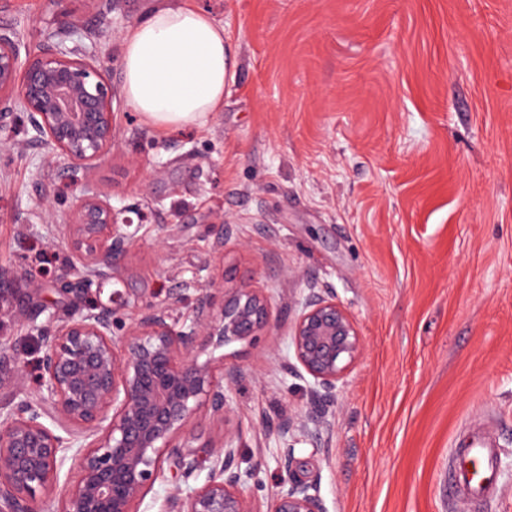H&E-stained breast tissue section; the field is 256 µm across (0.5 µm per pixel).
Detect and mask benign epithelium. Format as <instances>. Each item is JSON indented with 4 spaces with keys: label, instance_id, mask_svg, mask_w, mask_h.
Masks as SVG:
<instances>
[{
    "label": "benign epithelium",
    "instance_id": "benign-epithelium-1",
    "mask_svg": "<svg viewBox=\"0 0 512 512\" xmlns=\"http://www.w3.org/2000/svg\"><path fill=\"white\" fill-rule=\"evenodd\" d=\"M110 69L94 51L66 41L45 40L25 51L0 32V112L27 114L32 139L51 159L91 168L112 151L116 114ZM145 214L112 207L107 194L87 190L61 234L72 257L50 280L29 273L33 293L50 283L58 293L101 291L117 278L118 260L133 250ZM194 315L177 314L179 292L140 308L128 327L117 317L130 294L114 290L108 300L74 305L61 314L47 306L18 310L14 318L41 338L35 394L0 414V512H46L42 495L60 479L63 455L73 450L75 480L55 512H139L164 473L177 461L189 479L201 468L188 452L196 437L194 418L226 419L229 387L245 378L214 352L231 342L252 341L271 326V302L261 288H226L209 281L200 288ZM297 372L316 398L331 397L361 357L360 327L332 291L312 288L289 331ZM327 415L298 412L280 434L288 473L269 502L245 491L251 474L241 471L231 437L209 457L205 481L176 487L166 512H325L318 484L295 475L293 442L314 436Z\"/></svg>",
    "mask_w": 512,
    "mask_h": 512
}]
</instances>
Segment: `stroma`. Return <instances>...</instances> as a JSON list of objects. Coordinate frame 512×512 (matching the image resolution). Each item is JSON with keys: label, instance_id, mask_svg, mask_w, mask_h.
<instances>
[{"label": "stroma", "instance_id": "stroma-1", "mask_svg": "<svg viewBox=\"0 0 512 512\" xmlns=\"http://www.w3.org/2000/svg\"><path fill=\"white\" fill-rule=\"evenodd\" d=\"M196 3L226 32L224 108L159 131L120 91L122 36L153 0H0V30L23 47L66 34L96 47L118 121L111 152L84 171L47 158L24 113L8 118L0 268L57 270L70 252L59 226L91 188L146 214L115 288L154 301L211 277L264 289L270 331L223 348L246 373L233 414L188 426L235 437L263 501L284 477L279 422L313 404L286 368L288 328L309 289H332L366 349L331 426L295 445L326 512H467L445 478L478 426L498 441L500 495L485 512H512V0ZM51 301L65 303L18 280L0 297L23 365L0 368V407L40 371L37 340L10 313Z\"/></svg>", "mask_w": 512, "mask_h": 512}]
</instances>
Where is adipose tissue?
I'll list each match as a JSON object with an SVG mask.
<instances>
[{"label":"adipose tissue","mask_w":512,"mask_h":512,"mask_svg":"<svg viewBox=\"0 0 512 512\" xmlns=\"http://www.w3.org/2000/svg\"><path fill=\"white\" fill-rule=\"evenodd\" d=\"M123 92L157 129L205 123L224 104L223 26L194 0H158L121 41Z\"/></svg>","instance_id":"ef3b65f1"}]
</instances>
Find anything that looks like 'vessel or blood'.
<instances>
[{"mask_svg": "<svg viewBox=\"0 0 512 512\" xmlns=\"http://www.w3.org/2000/svg\"><path fill=\"white\" fill-rule=\"evenodd\" d=\"M498 454L484 439L455 449L448 469L449 496L472 503H483L497 497Z\"/></svg>", "mask_w": 512, "mask_h": 512, "instance_id": "obj_1", "label": "vessel or blood"}]
</instances>
